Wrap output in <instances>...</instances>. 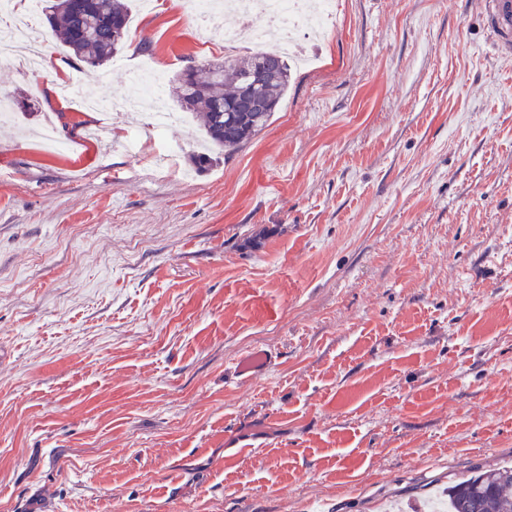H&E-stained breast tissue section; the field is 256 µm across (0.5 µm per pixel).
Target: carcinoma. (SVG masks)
I'll return each mask as SVG.
<instances>
[{
	"instance_id": "obj_1",
	"label": "carcinoma",
	"mask_w": 512,
	"mask_h": 512,
	"mask_svg": "<svg viewBox=\"0 0 512 512\" xmlns=\"http://www.w3.org/2000/svg\"><path fill=\"white\" fill-rule=\"evenodd\" d=\"M46 17L61 45L90 67L112 59L129 29L125 0H53ZM261 68L262 86L245 93L249 76ZM288 89V67L275 53L261 52L222 61H207L196 72L184 71L169 81V96L194 115L215 146L235 150L258 134ZM254 102L248 112L238 108L244 95ZM448 512H512V468L477 470L448 487Z\"/></svg>"
}]
</instances>
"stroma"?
Returning a JSON list of instances; mask_svg holds the SVG:
<instances>
[{"label":"stroma","instance_id":"35a3bbf8","mask_svg":"<svg viewBox=\"0 0 512 512\" xmlns=\"http://www.w3.org/2000/svg\"><path fill=\"white\" fill-rule=\"evenodd\" d=\"M153 2L91 74L47 37L87 96L247 54ZM335 2L203 170L0 48V512H419L512 464V56L483 0ZM272 354L262 347H255L239 357L236 372L243 379H252L262 375L271 363Z\"/></svg>","mask_w":512,"mask_h":512}]
</instances>
